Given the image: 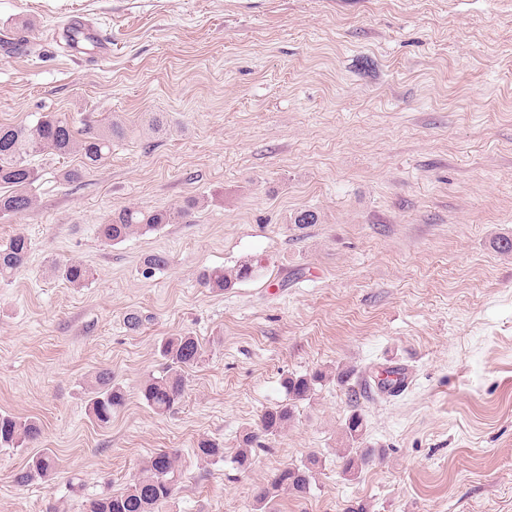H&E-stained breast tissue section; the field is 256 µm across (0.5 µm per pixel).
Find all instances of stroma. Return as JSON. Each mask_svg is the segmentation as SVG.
I'll use <instances>...</instances> for the list:
<instances>
[{
    "label": "stroma",
    "mask_w": 512,
    "mask_h": 512,
    "mask_svg": "<svg viewBox=\"0 0 512 512\" xmlns=\"http://www.w3.org/2000/svg\"><path fill=\"white\" fill-rule=\"evenodd\" d=\"M74 11L110 55L66 52ZM2 36L21 44L0 49V124L121 133L76 182L79 154L31 155L34 204L0 217V244L32 242L0 279V413L43 430L0 448V512H82L161 450L179 484L158 512H258L256 487L313 453L309 494L274 512H512V0H0ZM189 199L187 222L98 235L113 210ZM304 210L316 223H295ZM73 260L84 287L58 273ZM243 261L250 280L201 284ZM185 334L203 361L155 414L139 386ZM391 365L410 375L395 395L376 388ZM319 369L350 376L237 467L283 379ZM103 371L126 394L106 426L89 413ZM355 412L384 457L349 478ZM203 439L222 461L195 455ZM40 452L51 479L17 483Z\"/></svg>",
    "instance_id": "obj_1"
}]
</instances>
